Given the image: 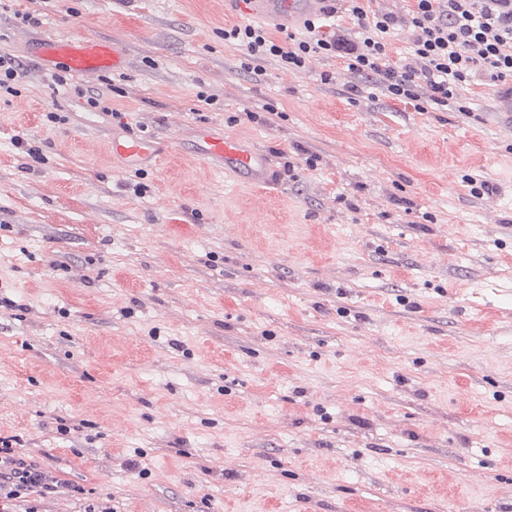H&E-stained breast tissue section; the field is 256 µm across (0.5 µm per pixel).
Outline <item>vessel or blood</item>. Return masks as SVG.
Here are the masks:
<instances>
[{
  "label": "vessel or blood",
  "instance_id": "b4317fda",
  "mask_svg": "<svg viewBox=\"0 0 512 512\" xmlns=\"http://www.w3.org/2000/svg\"><path fill=\"white\" fill-rule=\"evenodd\" d=\"M259 15L269 18H300L320 10L323 0H253ZM46 67L63 66L73 75L84 77L125 68L126 56L116 39L95 35L51 38L37 44L33 52ZM200 157L224 168L238 180L254 186L272 181L267 157L250 142L231 135L202 131L198 134ZM111 156L137 161L159 160L161 152L154 141L129 136L112 140Z\"/></svg>",
  "mask_w": 512,
  "mask_h": 512
}]
</instances>
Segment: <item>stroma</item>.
I'll use <instances>...</instances> for the list:
<instances>
[{
  "mask_svg": "<svg viewBox=\"0 0 512 512\" xmlns=\"http://www.w3.org/2000/svg\"><path fill=\"white\" fill-rule=\"evenodd\" d=\"M248 7L0 8V436L67 483L46 512H512V78L460 87L466 115L351 95L337 58L256 79L224 41ZM95 33L124 69L59 86L30 53ZM201 128L270 186L203 162ZM131 134L171 150L111 158ZM19 64H16L15 59L8 53L0 54V95L2 90L5 94L12 95L17 93L14 87L20 77ZM200 157L209 164H218L224 172L253 186L271 183V168L267 157L250 142L210 130L198 133Z\"/></svg>",
  "mask_w": 512,
  "mask_h": 512,
  "instance_id": "obj_1",
  "label": "stroma"
}]
</instances>
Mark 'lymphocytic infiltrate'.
<instances>
[{
	"mask_svg": "<svg viewBox=\"0 0 512 512\" xmlns=\"http://www.w3.org/2000/svg\"><path fill=\"white\" fill-rule=\"evenodd\" d=\"M354 33L326 32L325 20L335 6L307 19L300 34L278 40L258 24L224 30L225 42L241 48L246 67L262 75L263 61L295 71L313 61L343 59L350 75L348 89L373 88L392 100L416 102L420 111L452 108L467 112L456 90L477 71L502 80L512 77V0H413L405 17L368 13L365 0H348ZM410 24L416 36L404 59L391 60L389 46L398 22ZM40 468L0 437V512H40L44 499L58 492Z\"/></svg>",
	"mask_w": 512,
	"mask_h": 512,
	"instance_id": "f902f5d3",
	"label": "lymphocytic infiltrate"
}]
</instances>
